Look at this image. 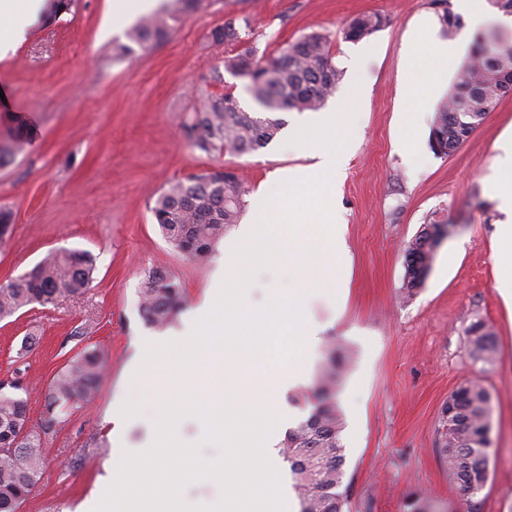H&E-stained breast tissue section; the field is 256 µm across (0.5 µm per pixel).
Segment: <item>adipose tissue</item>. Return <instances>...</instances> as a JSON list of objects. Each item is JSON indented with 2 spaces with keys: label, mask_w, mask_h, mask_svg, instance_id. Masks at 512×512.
I'll list each match as a JSON object with an SVG mask.
<instances>
[{
  "label": "adipose tissue",
  "mask_w": 512,
  "mask_h": 512,
  "mask_svg": "<svg viewBox=\"0 0 512 512\" xmlns=\"http://www.w3.org/2000/svg\"><path fill=\"white\" fill-rule=\"evenodd\" d=\"M43 8L44 0H0V24L9 32L8 39L0 42V58L26 41ZM463 52V42L441 41L428 27H416L410 35L412 68L407 77L408 83L437 92L443 74L458 64ZM497 150L489 178L492 195L502 215L494 257L500 271V294L504 302L512 306V133L499 140Z\"/></svg>",
  "instance_id": "1"
}]
</instances>
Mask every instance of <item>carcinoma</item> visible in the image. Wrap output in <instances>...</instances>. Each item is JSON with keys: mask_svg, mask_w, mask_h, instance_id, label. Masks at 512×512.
Wrapping results in <instances>:
<instances>
[{"mask_svg": "<svg viewBox=\"0 0 512 512\" xmlns=\"http://www.w3.org/2000/svg\"><path fill=\"white\" fill-rule=\"evenodd\" d=\"M446 35L463 27L450 0H433ZM205 7L204 0L174 3L143 19L128 39L143 50L164 42L185 14ZM384 24L378 14L354 17L343 31L344 39L359 41ZM218 44L239 41L233 20L212 32ZM246 81L245 88L256 110L245 111L231 92L210 94L186 125L192 149L205 154H251L265 148L281 130L279 112L317 111L334 94L342 71L336 67L329 37L312 31L286 42L274 55L254 47L224 57V69L214 68L211 85L224 84V73ZM512 86V48L493 38L477 39V49L458 72L452 91L436 113L430 134L434 154L455 152L482 124ZM247 192L240 176L230 169L213 170L178 180L155 198L151 212L162 235L175 249L192 260L207 257L215 244L236 223L244 210ZM441 224L423 225L404 249L402 295L411 298L431 270L437 251L435 236ZM95 258L86 251L50 252L21 276L0 285V319L30 305L46 306L62 295H78L90 287ZM143 320L166 327L184 304L181 288L163 272H148L139 292ZM469 353L477 362L492 363L498 354L493 328L477 318L465 329ZM344 368V356L331 349L314 387V406L309 415L288 429L280 455L288 464L300 512H350V484L344 483L345 454L342 426L336 409V389ZM103 373L100 355L83 350L69 358L53 378L47 405L55 406L51 420L41 430L29 429L28 403L23 396L0 391V448H10L13 436L27 430L26 452L17 457L0 453V512H20L41 481L45 458L43 439L62 423L60 411L90 400L98 391ZM492 403L488 389L469 381L448 397L441 410L437 453L448 479L462 494L466 512H475L474 498L489 478Z\"/></svg>", "mask_w": 512, "mask_h": 512, "instance_id": "cac0c4a2", "label": "carcinoma"}]
</instances>
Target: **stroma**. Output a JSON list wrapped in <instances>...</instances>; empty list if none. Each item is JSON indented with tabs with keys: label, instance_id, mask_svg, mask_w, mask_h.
Listing matches in <instances>:
<instances>
[{
	"label": "stroma",
	"instance_id": "1",
	"mask_svg": "<svg viewBox=\"0 0 512 512\" xmlns=\"http://www.w3.org/2000/svg\"><path fill=\"white\" fill-rule=\"evenodd\" d=\"M113 0H75L70 12L41 19L28 40L0 59V142L20 127L32 136L0 168V208L14 220L0 239V284L45 254L90 252L96 271L88 290L45 307L28 306L0 320V381L28 391L31 428L43 418L54 374L74 354L93 349L104 363L96 396L65 409L47 437L41 482L22 512H77L101 477L118 470L126 447L154 428L159 405L133 380L144 358L139 340L180 342L196 308L215 285L227 232L202 261L177 252L162 236L152 197L172 182L216 167L234 169L256 192L278 169L305 165L288 133L237 157L191 149L183 124L212 87L211 69L225 48L212 31L246 18L241 47L275 53L301 34L331 39L343 76L330 105H347L354 131L347 176L336 192L346 220L350 258L345 293L314 288L303 309L321 325L310 357L311 380L340 342L347 370L336 392L351 483L350 512H407L419 499L427 512H458L459 492L436 454L438 419L453 390L478 378L492 398L489 482L475 512H512V309L497 289L494 243L499 214L488 177L496 144L512 129V94L503 97L454 153L435 155L431 123L443 95L417 99L406 81L408 38L421 21L441 26L432 0H211L187 14L161 45L125 54V31H112ZM376 13L383 26L357 42L342 32L357 15ZM454 232L439 249L424 288L401 300L403 248L430 219ZM164 271L186 304L164 328L144 323L139 288ZM298 275L281 264L260 269L249 294H288ZM493 326L498 356L474 362L464 329L475 318ZM33 335L37 343L23 349ZM132 409L133 425L112 434L109 411Z\"/></svg>",
	"mask_w": 512,
	"mask_h": 512
}]
</instances>
